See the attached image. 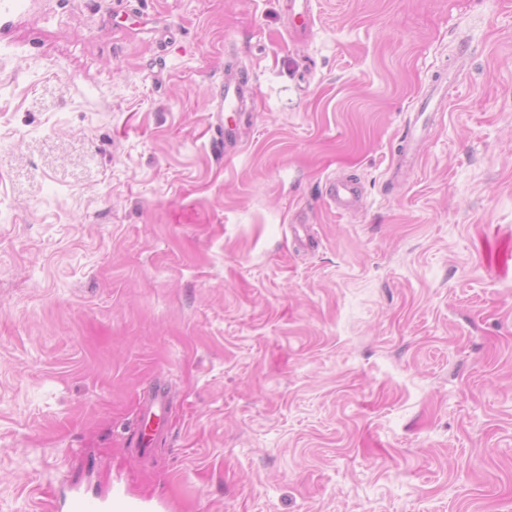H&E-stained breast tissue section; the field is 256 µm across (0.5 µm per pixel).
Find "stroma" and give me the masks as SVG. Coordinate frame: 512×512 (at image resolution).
<instances>
[{"label":"stroma","instance_id":"stroma-1","mask_svg":"<svg viewBox=\"0 0 512 512\" xmlns=\"http://www.w3.org/2000/svg\"><path fill=\"white\" fill-rule=\"evenodd\" d=\"M287 5L0 0V512H512V0ZM313 16L312 0H290L288 3V30L291 37L305 39L309 35ZM220 82L214 112H217L216 146L222 151L224 146L235 143L234 126L226 128L224 124L220 123L222 112H239L243 102L247 97L253 95L256 89L235 74H229L225 78L222 76ZM429 107V100L425 98L421 104V112H418L416 115V119L413 123H410L408 125V132L403 140V143L401 146L402 148L399 150V153H397V159L395 166L393 168V173L395 175H401L409 170H411L414 166V160H415V147L414 143L417 139L416 133L414 132L415 127L420 120V118L423 116V114L427 111ZM327 194L337 209L347 210L361 203V195L355 183L349 180L333 179L328 186ZM70 512H140L136 507L119 498L91 499L76 495L70 503Z\"/></svg>","mask_w":512,"mask_h":512}]
</instances>
